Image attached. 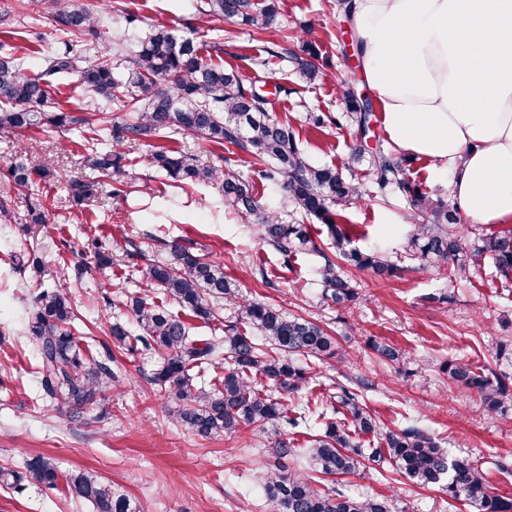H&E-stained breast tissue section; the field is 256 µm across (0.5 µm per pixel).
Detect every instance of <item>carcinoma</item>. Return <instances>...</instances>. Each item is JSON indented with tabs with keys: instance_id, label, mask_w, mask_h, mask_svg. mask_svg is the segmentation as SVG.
Masks as SVG:
<instances>
[{
	"instance_id": "1",
	"label": "carcinoma",
	"mask_w": 512,
	"mask_h": 512,
	"mask_svg": "<svg viewBox=\"0 0 512 512\" xmlns=\"http://www.w3.org/2000/svg\"><path fill=\"white\" fill-rule=\"evenodd\" d=\"M45 4L51 24L63 39L45 44L40 71L25 66L26 53L20 43L0 42V131L20 133L43 125L82 130L81 163L93 174V181H69L67 190L75 202L83 203L97 189L112 186L125 144H145L152 148L149 160L158 175L190 185L220 184L224 205L254 217L268 246L288 256L310 243L305 225L287 224L267 212L253 185L234 169L157 144L189 133L210 144L233 145L250 155L266 166L260 171L261 180L276 185L285 203L301 217H314L327 226L340 262L328 259L319 269L324 299L340 306L356 300L345 263L378 276H393L395 268L383 253L351 247L339 226L342 212L363 199L360 182L337 166L312 164L294 130L268 111L267 95L245 86L233 66L206 62L193 39L180 38L163 25H146L147 33L137 48L129 50L122 38L106 41L97 13L79 0H27L38 12ZM194 8L201 20L227 18L258 30L275 28L279 16V0H195ZM289 59L310 83L327 77L311 42L303 44L300 54L289 52ZM70 74L79 76L88 106L116 98L134 113L133 119L117 116L98 128L84 109L45 111L53 82ZM339 90L348 117L357 127L351 157L368 163L373 194L384 199L401 188L412 197L408 251L419 266L449 268L466 278L488 258L501 275L511 276L512 233L484 237L481 244L465 249V225L459 212L425 192H416L405 178L406 157L385 150L383 138L373 131L372 99L362 97L348 78L339 80ZM52 163L50 159L34 170L19 159L10 164L8 172L16 183L27 186L33 183L32 175H49ZM173 255L171 264L146 265L141 270L143 280L193 317L203 322L218 319L216 303L231 293L221 266L184 245L175 246ZM26 266L40 288L26 317V329L39 358L43 395L84 425L97 424L108 414L107 394L120 385V376L111 366L113 357L85 353L69 330L77 315L65 285L47 283L43 264L35 256L26 260ZM125 307L135 318L138 334L116 320L108 329L112 343L161 358L152 382L175 405V419L181 426L206 440L235 434L244 426L267 439L277 463L258 469L254 481L264 492L270 512H405L390 498H354L335 488H316L314 478L284 464L300 457L330 477L353 474L366 461H381L418 486H442L448 498L468 502L477 512H512V501L491 492L486 472L472 460L450 458L436 438L412 420L381 432L359 394L340 382L336 392L329 394V405L342 418L325 419L309 447H294L288 428L307 424L308 415L323 406V399L307 400L291 417L283 398L273 396L263 381L285 393H298L308 385L313 367L298 364L297 358L318 359L334 353L335 339L318 324L287 317L260 300L246 299L240 304L239 324L224 326L222 336L201 338L191 335L186 323L166 308L141 297L131 298ZM225 359L228 366L221 387L197 385L190 374L193 368ZM447 370L455 382L477 390L492 414L512 398L507 381L493 372H476L456 363ZM25 469L41 484H57L58 467L45 457L26 461ZM65 480L94 512H139L129 497L93 472L74 471Z\"/></svg>"
}]
</instances>
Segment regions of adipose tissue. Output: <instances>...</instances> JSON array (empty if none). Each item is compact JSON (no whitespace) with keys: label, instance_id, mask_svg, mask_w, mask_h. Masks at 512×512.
Masks as SVG:
<instances>
[{"label":"adipose tissue","instance_id":"1","mask_svg":"<svg viewBox=\"0 0 512 512\" xmlns=\"http://www.w3.org/2000/svg\"><path fill=\"white\" fill-rule=\"evenodd\" d=\"M343 18L389 141L447 174L468 221H512V0H350Z\"/></svg>","mask_w":512,"mask_h":512}]
</instances>
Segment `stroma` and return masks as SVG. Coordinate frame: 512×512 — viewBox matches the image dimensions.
<instances>
[{"instance_id": "stroma-1", "label": "stroma", "mask_w": 512, "mask_h": 512, "mask_svg": "<svg viewBox=\"0 0 512 512\" xmlns=\"http://www.w3.org/2000/svg\"><path fill=\"white\" fill-rule=\"evenodd\" d=\"M102 16V29L116 35L126 28V15L146 17L193 37L196 27L221 36V64L239 69L255 88L269 91L270 111L295 130L308 158L317 164H350L355 129L344 121L345 106L335 75L361 77L358 61L347 49L351 31L337 14L334 0H280L276 31H261L236 22L200 23L193 0H121L125 13L112 11L102 0H83ZM23 31L55 41L46 15L28 10L24 0H0V32ZM307 30L319 51L326 79L303 81L284 55L291 36ZM341 118V126H314L306 114ZM77 133L33 128L0 132V201L13 203L15 217L0 221V469L23 470L36 456L53 458L62 474L52 487L24 477L21 488L0 484V512H93L92 505L68 488L65 474L85 469L97 473L127 494L139 512H269L253 472L274 457L259 433L243 430L204 440L181 428L165 399L149 378L154 355L113 346L107 333L113 320H130L128 298L158 299L139 274L145 263H168L178 243L223 265L234 293L225 297L220 324L189 319L194 335L220 336L225 322L236 320L243 299H258L287 315L319 323L335 336L340 355L319 360L309 387L332 390L339 374L369 379L360 392L381 427L394 429L418 420L433 433L450 457L482 462L493 492L512 501V406L506 416L489 413L476 391L453 382L443 365L459 360L489 368L512 381V279L492 263L456 278L447 271L420 268L405 256V220L410 197L393 190L385 199L351 208L342 223L353 247L384 251L398 270L379 278L349 269L359 297L340 307L322 300L317 275L325 259L335 257L328 229L311 218L307 225L313 248L291 260L264 245L251 218L224 206L219 185H187L151 177L149 147L130 144L121 166L127 173L149 176L147 186H125L120 195L100 192L93 202L77 204L65 189L73 178H88L80 163ZM171 148L229 166L255 182L265 209L284 210L278 190L257 180L255 165L242 150L211 146L184 134ZM40 166L54 158L53 176L36 179L31 196L22 195L8 174L17 156ZM41 205L46 221L31 223L28 203ZM100 240L112 263L95 264L92 240ZM35 254L49 275H65L78 319L73 335L94 356L111 353L123 379L112 392L109 414L96 427L71 421L56 404L44 399L37 378L38 358L26 330V310L34 291L28 270L14 267L16 254ZM87 266L82 278L71 270ZM385 342L401 350L396 364L381 362L372 345ZM508 466V474L495 465ZM338 484L354 496H385L407 512H476L463 503H449L440 486L419 487L383 469H360L339 477Z\"/></svg>"}]
</instances>
